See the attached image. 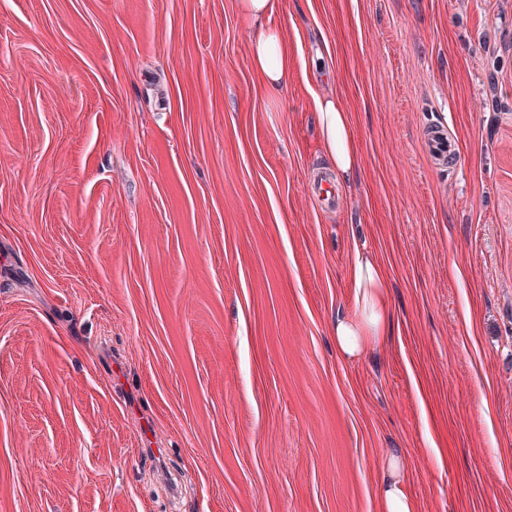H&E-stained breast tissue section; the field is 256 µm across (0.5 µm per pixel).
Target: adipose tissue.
<instances>
[{
  "instance_id": "1",
  "label": "adipose tissue",
  "mask_w": 512,
  "mask_h": 512,
  "mask_svg": "<svg viewBox=\"0 0 512 512\" xmlns=\"http://www.w3.org/2000/svg\"><path fill=\"white\" fill-rule=\"evenodd\" d=\"M278 7L277 0H240L243 15L254 24L256 33L250 43V65L261 81L271 89L285 86L294 68V55L279 28L269 18ZM320 139L336 171V181L350 184L361 168V156L351 114L336 96L315 97ZM354 288V309L336 317L330 334L336 351L352 359L362 354L390 326L385 296V272L368 251L355 249L348 273ZM380 512H418L410 493L402 459L389 453L377 485Z\"/></svg>"
}]
</instances>
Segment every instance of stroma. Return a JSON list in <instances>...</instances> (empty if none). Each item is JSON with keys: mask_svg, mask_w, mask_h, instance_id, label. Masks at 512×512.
I'll return each mask as SVG.
<instances>
[{"mask_svg": "<svg viewBox=\"0 0 512 512\" xmlns=\"http://www.w3.org/2000/svg\"><path fill=\"white\" fill-rule=\"evenodd\" d=\"M271 22L275 91L240 0H0V512H379L394 450L419 512H512V0ZM358 246L392 323L348 362ZM277 7V0L240 1L243 15L257 28L250 43V65L271 89L285 86L295 65L293 52L288 49L280 29L266 23ZM320 139L336 171L338 185H350L361 168V156L351 114L336 96H314ZM424 155L438 170H454L460 161L457 142L444 123H428L421 135Z\"/></svg>", "mask_w": 512, "mask_h": 512, "instance_id": "stroma-1", "label": "stroma"}]
</instances>
